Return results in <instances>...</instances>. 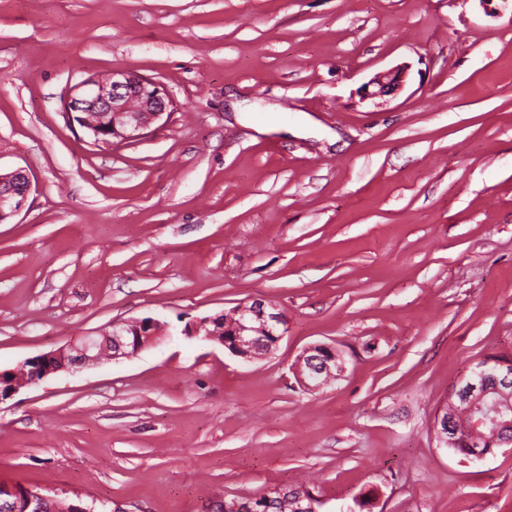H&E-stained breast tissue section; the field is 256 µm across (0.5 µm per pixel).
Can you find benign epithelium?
<instances>
[{
	"label": "benign epithelium",
	"mask_w": 512,
	"mask_h": 512,
	"mask_svg": "<svg viewBox=\"0 0 512 512\" xmlns=\"http://www.w3.org/2000/svg\"><path fill=\"white\" fill-rule=\"evenodd\" d=\"M407 67H396L376 74L366 86L364 97L374 98L395 94L403 88ZM171 100L156 82L136 73L117 70L105 79L90 76L69 92L65 101L69 119L83 112H98L109 116L89 126L99 146L110 147L112 140L120 142L143 135V131L161 121L168 113ZM31 182L25 170L15 169L0 176V223L17 215L25 206ZM233 340L227 341L221 332L207 329L209 325L224 322L222 316L204 317L185 326L182 333L188 337H201L205 341L222 345L232 355L250 361L273 352L286 333V320L272 305L254 300L249 305L235 308ZM163 325L149 317L129 324L114 325L112 330L94 338L82 336L73 343L26 359L19 367L0 370V400L24 388L40 384L44 379L60 372L77 370L103 358L119 359L136 355L152 345ZM344 361L335 349L314 345L300 356L295 374L305 388L319 387L318 381L330 384L344 371ZM496 390L512 386V369L508 363L489 362L475 372L460 390L475 394L488 381ZM0 512H108L107 505L91 499L84 505H64L56 492H43L34 488H20L14 483L0 482Z\"/></svg>",
	"instance_id": "obj_1"
}]
</instances>
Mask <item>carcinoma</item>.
Returning a JSON list of instances; mask_svg holds the SVG:
<instances>
[{
  "mask_svg": "<svg viewBox=\"0 0 512 512\" xmlns=\"http://www.w3.org/2000/svg\"><path fill=\"white\" fill-rule=\"evenodd\" d=\"M512 421V388L502 395L491 391L481 398H474L473 411H460L455 426L448 433V448L470 460L476 453L491 454L499 448L501 434L496 432V422ZM235 500L228 498L226 502ZM249 506L253 512H297L293 503L270 492L254 499L235 501Z\"/></svg>",
  "mask_w": 512,
  "mask_h": 512,
  "instance_id": "obj_1",
  "label": "carcinoma"
}]
</instances>
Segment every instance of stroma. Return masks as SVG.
<instances>
[{"label": "stroma", "mask_w": 512, "mask_h": 512, "mask_svg": "<svg viewBox=\"0 0 512 512\" xmlns=\"http://www.w3.org/2000/svg\"><path fill=\"white\" fill-rule=\"evenodd\" d=\"M404 65L403 89L361 99ZM159 81L171 111L102 148L63 100ZM0 369L122 322L137 355L0 401V480L200 512L303 486L320 512H512V446L471 462L438 418L512 358V0H0ZM260 299L246 362L183 335ZM345 371L308 390L305 349ZM31 182L24 169L0 176V223L17 215L25 206ZM490 358H493L491 360L502 359L498 357ZM490 358H485L477 363L476 366L485 365ZM508 365L509 363L505 361H498L497 364H494V361L488 362L467 379L457 390L467 391L471 395H474L488 380H492L495 383L497 391H501L502 387L509 388L512 386V369L507 368ZM490 366L492 367L490 368Z\"/></svg>", "instance_id": "1"}]
</instances>
